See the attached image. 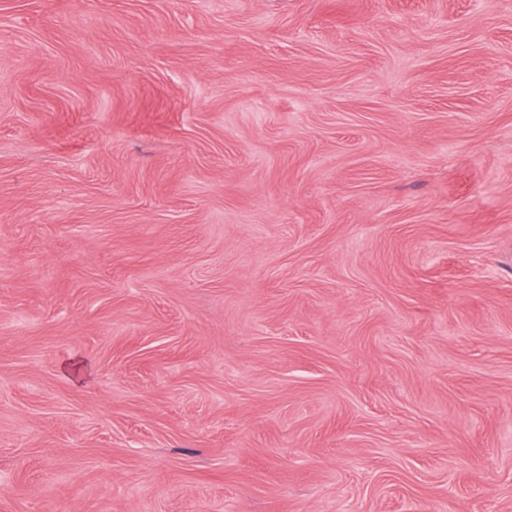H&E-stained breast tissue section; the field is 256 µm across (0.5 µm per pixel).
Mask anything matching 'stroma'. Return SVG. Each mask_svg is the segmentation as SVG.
Masks as SVG:
<instances>
[{"mask_svg":"<svg viewBox=\"0 0 512 512\" xmlns=\"http://www.w3.org/2000/svg\"><path fill=\"white\" fill-rule=\"evenodd\" d=\"M0 512H512V0H0Z\"/></svg>","mask_w":512,"mask_h":512,"instance_id":"1","label":"stroma"}]
</instances>
